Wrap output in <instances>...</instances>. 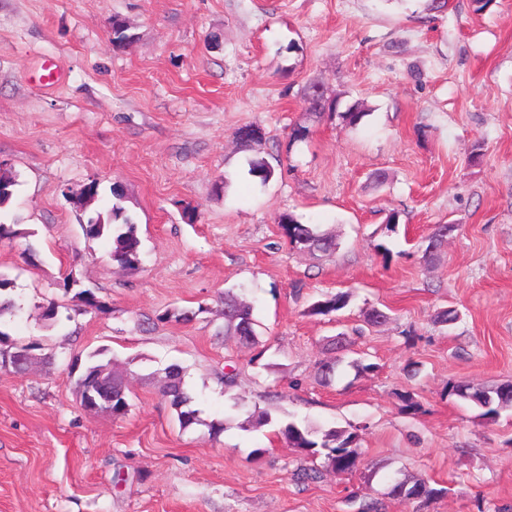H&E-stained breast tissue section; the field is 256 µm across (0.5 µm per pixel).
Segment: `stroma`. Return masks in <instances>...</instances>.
<instances>
[{
    "mask_svg": "<svg viewBox=\"0 0 512 512\" xmlns=\"http://www.w3.org/2000/svg\"><path fill=\"white\" fill-rule=\"evenodd\" d=\"M116 18L130 43H113ZM314 80L366 117L307 120ZM248 124L278 163L265 185L235 143ZM0 162L17 180L0 222L25 231L0 241L23 306L6 331L41 344L25 373L0 369V512H356L379 497L386 512H512V408L490 420L448 392L512 383V0H0ZM115 183L142 240L132 272L81 230ZM284 212L334 234L335 253L290 244ZM440 224L456 230L431 256ZM70 268L101 309H74ZM227 289L255 301L256 347L225 337ZM338 291L345 309L308 315ZM50 300L72 310L51 327ZM185 307L191 323L157 319ZM375 308L388 320L364 327ZM445 308L453 327L434 322ZM359 326L320 383L327 338ZM95 350L127 376L125 417L78 402L68 365ZM174 362L219 437L181 428L160 396ZM257 407L272 423L243 430ZM291 419L357 427L358 471L318 459L319 478L296 481L304 459L278 433ZM407 475L446 493L385 499Z\"/></svg>",
    "mask_w": 512,
    "mask_h": 512,
    "instance_id": "1",
    "label": "stroma"
}]
</instances>
